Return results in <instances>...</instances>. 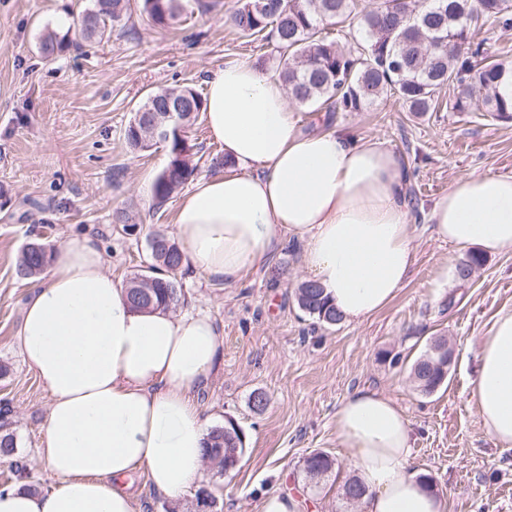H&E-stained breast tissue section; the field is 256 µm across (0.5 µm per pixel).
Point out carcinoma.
I'll use <instances>...</instances> for the list:
<instances>
[{
    "instance_id": "carcinoma-1",
    "label": "carcinoma",
    "mask_w": 512,
    "mask_h": 512,
    "mask_svg": "<svg viewBox=\"0 0 512 512\" xmlns=\"http://www.w3.org/2000/svg\"><path fill=\"white\" fill-rule=\"evenodd\" d=\"M129 0H90L88 8L71 17L62 29H51L40 37L39 52L52 60L74 46L71 33L79 26L94 29L95 37L81 35L89 43L127 15ZM186 0H141V9L155 25L176 23ZM491 19L512 29V0H377L374 7L360 8L358 0H241L233 13V25L246 36L266 35L280 53V78L290 98L303 106L329 112H361L388 96H395L406 111L423 115L436 109L437 94L453 89L451 110L484 111L498 120H512V66L503 62L476 63L484 53V40H475L480 21ZM327 24L348 26L358 34L357 47L344 50L338 42L322 36ZM181 102L186 112L184 126L203 110V99L192 87L174 86L147 94L141 110L164 112L165 97ZM134 150L150 147L142 125L132 120L125 130ZM169 161L157 174L152 193L162 206L193 176L196 166L190 156L193 146L184 131L163 141ZM150 263L128 282L130 304L138 309L176 307L182 299L176 283L182 254L176 244L160 232L149 238ZM47 247L29 243L20 252L16 273L34 278L45 266ZM484 264L483 256L470 253L456 266L464 281ZM299 309L317 323L333 326L342 317L314 281L297 288ZM447 344L434 339L411 367L415 387L424 395L437 391L446 381L433 367L440 359L436 349ZM8 406L0 407V458H11L16 437L8 428ZM241 429L231 420L209 431L205 460L217 473L234 454H243ZM332 469L329 459L304 460V470L318 478Z\"/></svg>"
}]
</instances>
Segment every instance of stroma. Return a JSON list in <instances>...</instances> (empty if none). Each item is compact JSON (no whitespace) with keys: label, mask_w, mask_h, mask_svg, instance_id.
Wrapping results in <instances>:
<instances>
[{"label":"stroma","mask_w":512,"mask_h":512,"mask_svg":"<svg viewBox=\"0 0 512 512\" xmlns=\"http://www.w3.org/2000/svg\"><path fill=\"white\" fill-rule=\"evenodd\" d=\"M88 5L0 0V406L11 409L10 428L26 465L20 478L0 458V488L45 493L54 485L38 453L50 397L15 339L35 284L16 274L21 248L35 239L55 248L87 233L97 237L106 271L127 282L150 260L149 235L172 234L179 203L174 196L159 207L151 195L168 162L165 148L138 151L125 139L136 106L147 93L174 85L204 92L208 73L235 61L279 71L273 41L245 37L230 23L238 0L186 13L171 27L154 25L139 0H130L129 19L109 40L43 60L36 45L45 28ZM292 110L304 130L343 128L399 156L418 199L413 272L376 315L328 326L297 305L295 290L309 278L298 241L231 287L179 270V312L210 315L224 340L200 401L211 426L231 420L241 428L245 452L229 473L206 470L178 500L136 474L135 512H199L204 492L220 512H258L273 491L292 495L299 512H361L342 495L351 472L335 422L339 404L360 388L387 394L403 408L415 429L410 465L433 478L447 512H512V447H497L487 436L472 396L474 351L496 313L512 307V251L487 256L468 282H459L455 265L466 249L431 238L422 218L456 179L512 173V121L444 106L417 116L393 97L367 112H314L297 104ZM119 211L129 214L130 227L115 223ZM438 336L447 339L454 361L447 382L424 395L410 365ZM257 391L268 398L260 412L250 403ZM317 451L335 466L313 480L303 461Z\"/></svg>","instance_id":"stroma-1"}]
</instances>
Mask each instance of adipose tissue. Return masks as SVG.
<instances>
[{"mask_svg":"<svg viewBox=\"0 0 512 512\" xmlns=\"http://www.w3.org/2000/svg\"><path fill=\"white\" fill-rule=\"evenodd\" d=\"M206 123L232 162L200 178L174 217L183 264L233 286L267 266L289 237L342 318L388 306L415 262L399 157L333 128L305 132L286 87L251 62L206 80ZM434 239L486 254L512 249V173L454 181L428 210ZM24 362L51 395L40 453L55 484L0 490V512H134L132 477L176 498L202 480L209 429L199 395L223 341L207 316L137 310L104 269L94 237L51 253L18 327ZM473 398L495 445L512 447V308L475 354ZM336 439L363 487V512H446L409 466L413 427L395 399L362 388L340 404Z\"/></svg>","mask_w":512,"mask_h":512,"instance_id":"1","label":"adipose tissue"}]
</instances>
